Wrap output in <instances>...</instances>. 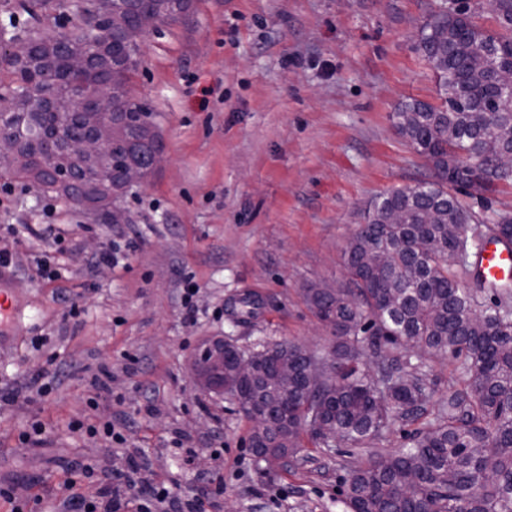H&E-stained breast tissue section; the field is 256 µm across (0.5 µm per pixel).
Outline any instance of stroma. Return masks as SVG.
I'll return each mask as SVG.
<instances>
[{"label":"stroma","instance_id":"35a3bbf8","mask_svg":"<svg viewBox=\"0 0 512 512\" xmlns=\"http://www.w3.org/2000/svg\"><path fill=\"white\" fill-rule=\"evenodd\" d=\"M449 0H193L190 17L161 25L141 46L132 93L152 109L164 160L126 192L124 224H98L0 172V283L14 320L0 326V512H68V478L97 495L113 471L137 463L136 486L165 483L208 512H346L357 461L403 447L438 403L465 387L448 360L412 358L433 393L417 424L395 423L370 446L307 448L261 476L249 422L190 374L202 340L243 349L294 341L324 355L332 333L313 315V288L346 283L344 252L377 196L414 185L430 168L397 131L406 101L438 104L416 34ZM52 203V217L43 206ZM118 264L100 265L105 250ZM51 256L59 271L40 275ZM198 287L193 320L180 290ZM256 305L245 313L240 298ZM82 313L71 317V305ZM51 363L47 396L31 389ZM18 399H11V392ZM125 422L124 444L74 431ZM35 420L46 434H21ZM94 463L83 471L84 463Z\"/></svg>","mask_w":512,"mask_h":512}]
</instances>
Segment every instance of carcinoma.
Here are the masks:
<instances>
[{
  "label": "carcinoma",
  "instance_id": "obj_1",
  "mask_svg": "<svg viewBox=\"0 0 512 512\" xmlns=\"http://www.w3.org/2000/svg\"><path fill=\"white\" fill-rule=\"evenodd\" d=\"M170 2V22L189 15L192 0ZM18 7L31 25L17 26L11 14L0 33L38 43L79 37L95 45L105 39L123 62L115 72L112 59L94 51L88 69L74 74L61 61L19 64L0 55V67L10 75L0 94V129L24 140L39 137L38 152L50 162L56 158L53 132L64 125L72 137L82 136L83 113L94 95L129 85L140 65L139 49L114 38L110 26L95 31L92 0L74 4L82 24L73 33L42 26L65 7L64 0H19ZM155 7V0H136L125 14L127 23L154 29ZM419 47L436 75L441 103H405L394 123L426 159L431 178L372 203L345 251L346 287L311 289L310 308L335 335L331 369L313 391L303 378L307 357L298 345L264 344L250 351L258 372L247 383H237L224 362L227 398L247 418L251 400L270 407L275 427L253 425L249 436L255 467L264 474L266 453L290 459L306 442L316 448L359 446L395 421L418 420L428 380L404 371V364L416 349L444 356L464 375L465 389L450 395L437 422L409 435L404 448L371 455L353 469L343 503L349 512H512V283L485 278L477 262L483 243L471 234L475 216L466 203L512 184V170L487 159L491 152L512 154V110L501 109L508 92L497 85L492 69L476 63L484 52L498 66L512 60V36L488 34L466 16L452 19L440 12L421 29ZM68 92L79 94L72 113L41 109V94ZM129 99L127 138L114 146L108 165L89 166V172L116 180L132 155L133 140L152 112L135 96ZM429 208L437 212L432 224L423 220ZM395 209L403 212V222L389 224ZM484 224L512 242L508 215ZM461 269L473 285L460 281ZM281 361L292 370L284 398L264 386ZM314 425L328 433L314 431Z\"/></svg>",
  "mask_w": 512,
  "mask_h": 512
}]
</instances>
